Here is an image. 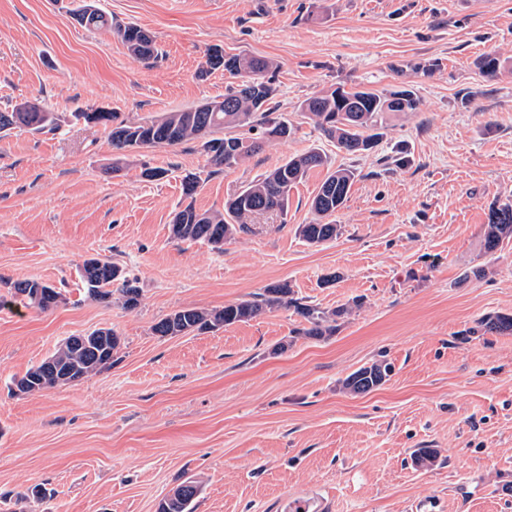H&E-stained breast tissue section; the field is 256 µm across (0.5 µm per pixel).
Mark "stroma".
I'll return each instance as SVG.
<instances>
[{
	"mask_svg": "<svg viewBox=\"0 0 512 512\" xmlns=\"http://www.w3.org/2000/svg\"><path fill=\"white\" fill-rule=\"evenodd\" d=\"M154 40L132 56L114 31L72 21V0H0V111L25 101L56 129L0 133V295L38 279L63 300L0 308V512H157L184 480L196 512H280L309 492L329 512H512V240L485 252L491 204L512 198V0H96ZM273 62L275 112L293 135L218 170L201 141L143 148L119 175L102 126L222 98L200 77L209 48ZM492 55L506 64L485 77ZM339 86L412 89L417 111L385 117L380 145L349 155L297 106ZM317 148L356 169L339 235L297 228L325 172L222 246L171 233L175 210L220 211L242 187ZM168 169L156 181L144 168ZM196 175L193 196L183 191ZM118 264L139 289L88 297L83 264ZM285 283L296 306L201 334L152 327L185 307L220 309ZM349 307L337 332L305 335L297 305ZM109 328L112 366L36 394L14 381L68 337ZM392 364L366 395L358 368ZM431 449V463L416 455ZM47 496L36 500L33 487Z\"/></svg>",
	"mask_w": 512,
	"mask_h": 512,
	"instance_id": "obj_1",
	"label": "stroma"
}]
</instances>
